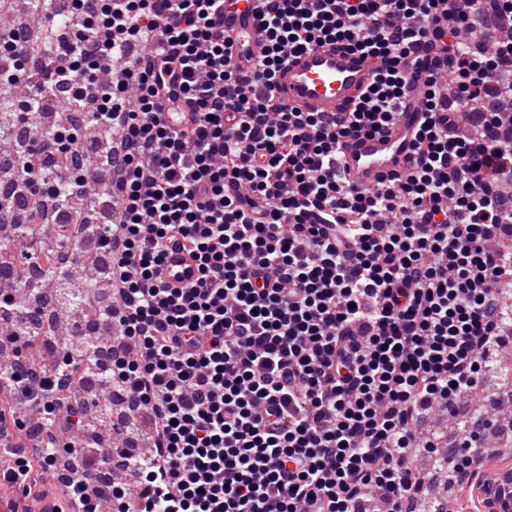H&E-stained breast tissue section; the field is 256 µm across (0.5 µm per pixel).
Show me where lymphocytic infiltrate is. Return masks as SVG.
Listing matches in <instances>:
<instances>
[{"mask_svg":"<svg viewBox=\"0 0 512 512\" xmlns=\"http://www.w3.org/2000/svg\"><path fill=\"white\" fill-rule=\"evenodd\" d=\"M250 72L215 37L224 0H67L42 10L51 51L0 29V94L25 88L22 113L68 119L13 154L0 193V307L14 356L0 372V485L34 512L62 455L79 512H100L102 469L135 470L108 487L113 512H406L424 491L426 452L452 481L489 457L472 421L425 438L435 412L460 417L496 355L512 347V36L487 48L470 34L512 29V0H264ZM325 44L379 59L369 87L339 113L302 112L276 96L287 59ZM424 74L410 173L372 190L337 172L336 145L389 125L411 73ZM453 75L452 88L442 86ZM114 138L95 173L107 217L66 225L59 251L18 221L42 223L85 193L71 155L88 117ZM95 244L110 259L92 301L108 336L35 366L29 266L43 286ZM176 246L198 279L165 283ZM95 377L103 417L119 388L147 413L156 454L84 451L87 415L71 384Z\"/></svg>","mask_w":512,"mask_h":512,"instance_id":"obj_1","label":"lymphocytic infiltrate"}]
</instances>
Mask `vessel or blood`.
Here are the masks:
<instances>
[{
    "label": "vessel or blood",
    "mask_w": 512,
    "mask_h": 512,
    "mask_svg": "<svg viewBox=\"0 0 512 512\" xmlns=\"http://www.w3.org/2000/svg\"><path fill=\"white\" fill-rule=\"evenodd\" d=\"M262 0H226L224 37L248 43L259 52L262 33L258 14ZM376 62L367 56L332 45L305 50L290 57L278 77V94L283 104L305 112H343L370 84ZM420 97L409 93L396 122L372 135L341 139L338 157L341 170L351 185L371 189L391 178L405 177L414 159V135L419 123ZM170 285L196 280V262L171 248L165 259ZM492 512H512V473L498 471L487 480Z\"/></svg>",
    "instance_id": "vessel-or-blood-1"
}]
</instances>
